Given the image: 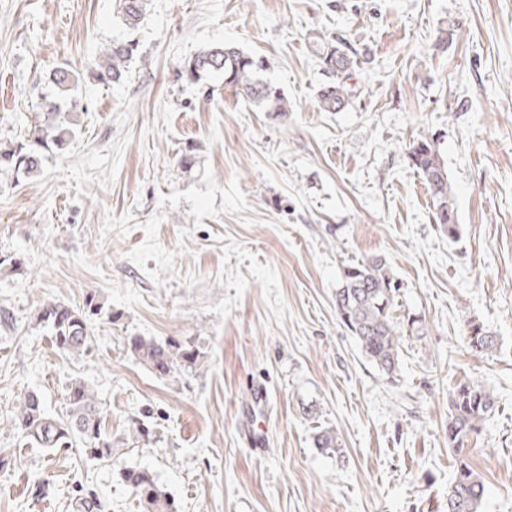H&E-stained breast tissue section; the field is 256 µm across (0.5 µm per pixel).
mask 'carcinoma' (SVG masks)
<instances>
[{
    "label": "carcinoma",
    "instance_id": "1",
    "mask_svg": "<svg viewBox=\"0 0 512 512\" xmlns=\"http://www.w3.org/2000/svg\"><path fill=\"white\" fill-rule=\"evenodd\" d=\"M148 0H119L120 15L129 28L139 25ZM138 50L134 41H114L104 61L96 62L90 77L101 83L121 81L127 63ZM321 60L332 75L351 69L352 60L333 46L324 50ZM266 61L230 45H211L186 59L181 76L197 82L202 76L224 74V84L236 88L255 106L283 116L288 102L279 91L261 78ZM73 74L64 67L53 70L47 85L52 93L41 97L39 113L27 136L7 149L0 148V168L16 175L31 177L43 162L44 153L61 151L72 137V129L62 115L56 96L73 91ZM322 108L336 112L348 103L344 86L331 83L319 95ZM409 159L428 185L433 203V218L453 238L457 233L456 213L451 200L448 173L439 158L434 142L425 138L411 148ZM398 280L379 257L353 264L344 270L336 289V313L343 326L355 337L364 358L388 379L397 375L400 364V337L394 320ZM40 322L50 329L53 341L62 352L74 355L90 348L87 311L48 303L39 314ZM476 352L493 350L497 339L484 327L474 324L465 336ZM131 351L161 377L185 372L196 365L198 353L171 341L135 336ZM69 413L59 419L50 415L35 393H28L14 417V424L31 444L38 448H61L80 440L88 457L112 461V437L101 427V410L94 392L84 383L71 384L67 397ZM448 447L456 463V472L448 487V512H480L485 484L470 464L469 442L482 431V423L495 408V399L482 384L467 381L458 384L448 398ZM121 479L132 488L144 512H177L174 500L158 484L153 473L144 467L113 461Z\"/></svg>",
    "mask_w": 512,
    "mask_h": 512
}]
</instances>
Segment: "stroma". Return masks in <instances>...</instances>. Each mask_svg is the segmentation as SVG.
Masks as SVG:
<instances>
[{"mask_svg": "<svg viewBox=\"0 0 512 512\" xmlns=\"http://www.w3.org/2000/svg\"><path fill=\"white\" fill-rule=\"evenodd\" d=\"M120 39L139 43L124 78L87 79ZM327 43L353 61L337 112L319 103ZM215 44L267 59L286 116L223 76L179 78ZM58 66L82 77L74 137L36 176L0 171V512L90 497L142 512L108 462L14 427L31 391L65 417L76 380L116 457L177 512H448V397L476 381L496 401L470 443L480 512H512V0H149L133 30L118 0H0V146ZM424 138L448 170L454 239L409 160ZM372 257L401 285L391 380L336 314L344 269ZM53 302L94 304L87 353L38 324ZM475 323L494 351L467 346ZM134 336L200 357L161 377ZM255 383L270 388L262 455L240 434ZM326 431L335 447L318 446Z\"/></svg>", "mask_w": 512, "mask_h": 512, "instance_id": "obj_1", "label": "stroma"}]
</instances>
